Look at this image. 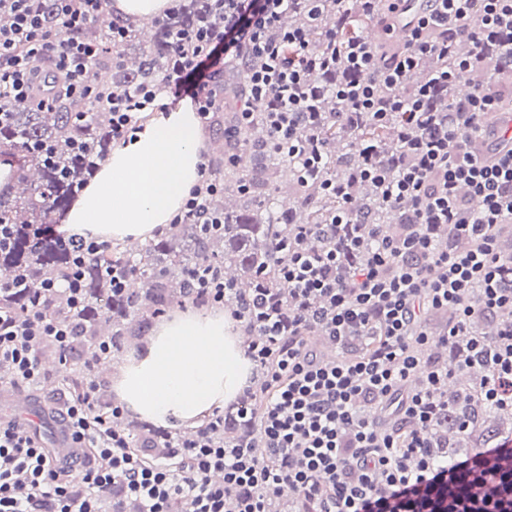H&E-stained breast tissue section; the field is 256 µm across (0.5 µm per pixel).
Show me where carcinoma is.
<instances>
[{"instance_id": "cac0c4a2", "label": "carcinoma", "mask_w": 512, "mask_h": 512, "mask_svg": "<svg viewBox=\"0 0 512 512\" xmlns=\"http://www.w3.org/2000/svg\"><path fill=\"white\" fill-rule=\"evenodd\" d=\"M363 15L357 3L350 2L337 10L329 7L327 24L342 38L361 33ZM224 25V10L212 0H195L179 6L177 12L155 23L151 42H140L136 29L127 26V36L113 51L101 54L93 64V81L97 88L87 99L57 97L43 103L36 99L24 106L3 105L7 118L0 126V146L24 159L17 173V187L0 192V224H47L52 214L65 209L79 184L91 178L100 162L111 151V123L107 96L131 91L140 84H158L169 73L173 59V39L181 29ZM255 61L242 53L233 65L213 78L216 90L230 86L231 99L215 119L224 148L211 159L215 180L224 183V192L209 198V208L224 215V232L205 234L195 224H181L173 235L141 245L137 253L120 247L112 249L110 259L131 264L140 270L138 287L120 295L112 294L110 278L99 260L91 259L84 269L86 308L76 320V357L96 345L104 331L111 332L112 345L121 346L135 335L136 321L143 312L159 313L180 296L186 297L189 284L186 271L202 262L224 264V282L236 289L238 297L248 295L257 284L284 295L278 267L287 252L278 251L275 243L292 236L294 224H324L343 206L339 196L320 192L313 181L300 178L301 159L285 158L267 143L263 114L257 113L251 124L241 125L240 107L250 101L247 74ZM437 57L421 61L415 73L407 74L395 89L378 88L384 98L408 97L423 80L445 68ZM512 77V48L497 46L488 50L475 67V73L463 78L466 84L484 80L501 81ZM342 78L338 72H315L311 82L321 86L326 96L315 102L319 112L313 127L301 126L299 135L318 137L323 145L322 177L344 185L356 199L351 221L356 224H406L407 210L385 208L380 190L360 180L352 158L367 146L374 147L378 158L392 163L403 151L395 128L397 123L381 125L368 117L336 115V101L331 91ZM250 152L260 163L243 170L238 167L240 154ZM292 173L288 181L291 207L278 213L269 211L258 216L271 191L279 189L282 170ZM66 249L52 241L34 242L19 232L12 251L0 255V272L19 269L29 271L28 285L41 287L44 277L63 266ZM481 375H473L455 385L457 406L436 426L435 432L448 436V461H453V445L463 440L470 448H492L503 439L498 421L507 415L473 399ZM466 418L469 428L458 430V420Z\"/></svg>"}]
</instances>
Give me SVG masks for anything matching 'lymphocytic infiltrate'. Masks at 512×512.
<instances>
[{"label":"lymphocytic infiltrate","mask_w":512,"mask_h":512,"mask_svg":"<svg viewBox=\"0 0 512 512\" xmlns=\"http://www.w3.org/2000/svg\"><path fill=\"white\" fill-rule=\"evenodd\" d=\"M295 0H223L224 25L176 33L177 59L167 81L112 96V142L131 141L141 121L165 110L166 99L190 97L201 122L216 105L212 76L249 52L248 120L266 106L274 144L305 169L297 136L300 117L312 116L318 94L308 71L344 69L355 80L333 93L344 111L377 120L398 115L422 133L407 140L404 159L387 167L364 153L360 175L382 193L388 207L410 205L400 233L387 225L349 223L346 212L327 224H303L299 237L323 238L322 249L288 248L280 277L288 303L259 290L251 321L260 335L246 355L258 375L244 388L237 411H214L185 437L157 429L155 452L134 444L116 427L124 409L103 401L97 370L112 344L76 369L77 382L62 386V425L79 453L57 461L38 433L21 420L0 417V512H279L282 485L293 488L294 512H512V436L492 448L451 461L438 454L432 431L452 405L448 383L455 369L426 356L431 336L425 313L452 311L442 346L466 338L459 366L484 367L481 402L512 412V258L498 247L497 230L512 224V149L480 156L467 139L505 140L512 129L483 127L498 111V85L474 89L462 108L439 111L437 87L455 83L492 46L512 40V0H430L410 29L400 55L380 62L374 45L358 36L340 43L323 28L325 0H310L307 24L284 27ZM103 0H0L11 23L0 29V103L28 102L44 70L60 78L57 92L89 94L98 47L80 32L98 16ZM55 14L61 27L48 26ZM460 26L472 48L454 54L447 33ZM324 30L326 45L311 33ZM441 39H432V32ZM428 56L453 58L409 99L379 101L376 86L393 87ZM30 234L66 247L68 264L46 279L27 304L9 298L26 291L21 273L0 276V365L15 387L35 388L48 373L45 351L66 360L76 340L69 311L85 303L83 269L90 256L112 250L109 241L40 224ZM66 297L68 313L52 309ZM495 316L493 340L467 338L468 325ZM334 342L327 357L313 335ZM458 366V367H459ZM239 428L232 442L224 425Z\"/></svg>","instance_id":"1"}]
</instances>
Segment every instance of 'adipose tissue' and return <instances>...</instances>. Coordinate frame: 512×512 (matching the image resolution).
I'll use <instances>...</instances> for the list:
<instances>
[{
    "mask_svg": "<svg viewBox=\"0 0 512 512\" xmlns=\"http://www.w3.org/2000/svg\"><path fill=\"white\" fill-rule=\"evenodd\" d=\"M202 150L191 105L169 112L113 150L65 213L63 231L127 243L153 238L199 183ZM247 374L223 312L186 310L149 330L112 390L134 419L190 428L233 398Z\"/></svg>",
    "mask_w": 512,
    "mask_h": 512,
    "instance_id": "1",
    "label": "adipose tissue"
}]
</instances>
